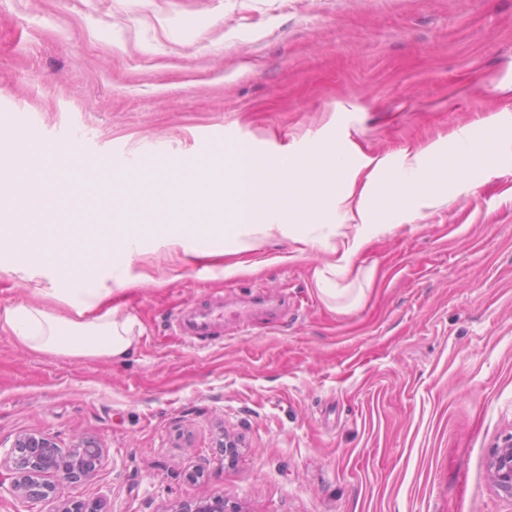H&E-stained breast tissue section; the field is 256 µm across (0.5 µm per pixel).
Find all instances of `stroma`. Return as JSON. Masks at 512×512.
<instances>
[{
	"instance_id": "35a3bbf8",
	"label": "stroma",
	"mask_w": 512,
	"mask_h": 512,
	"mask_svg": "<svg viewBox=\"0 0 512 512\" xmlns=\"http://www.w3.org/2000/svg\"><path fill=\"white\" fill-rule=\"evenodd\" d=\"M120 171L244 139L313 163L328 145L387 194L493 128L500 154L402 207L354 259L366 296L331 309L326 249L281 235L256 276L149 248L113 304L125 359L0 334V442L93 437L107 460L62 497L106 512H512L491 449L512 434V0H0V118ZM262 294L274 318L178 335L186 306ZM237 448L226 455L220 438Z\"/></svg>"
}]
</instances>
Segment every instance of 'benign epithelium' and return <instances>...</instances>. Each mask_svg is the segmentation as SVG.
Segmentation results:
<instances>
[{
	"label": "benign epithelium",
	"mask_w": 512,
	"mask_h": 512,
	"mask_svg": "<svg viewBox=\"0 0 512 512\" xmlns=\"http://www.w3.org/2000/svg\"><path fill=\"white\" fill-rule=\"evenodd\" d=\"M105 462V452L90 437L74 439L68 448L60 447L46 433L18 436L11 447L0 450V468L13 471V494L34 502L57 500L56 485L46 479L51 474L60 481L77 484L93 475ZM490 479L496 490L512 499V435L494 447L488 459ZM50 512H103L98 504L72 500ZM189 512H231L222 497H215Z\"/></svg>",
	"instance_id": "1"
}]
</instances>
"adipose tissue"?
<instances>
[{
  "instance_id": "1",
  "label": "adipose tissue",
  "mask_w": 512,
  "mask_h": 512,
  "mask_svg": "<svg viewBox=\"0 0 512 512\" xmlns=\"http://www.w3.org/2000/svg\"><path fill=\"white\" fill-rule=\"evenodd\" d=\"M0 138L17 145L11 159L0 161V253L9 256L10 271L38 283L40 298L0 309V333L31 350L67 357L119 359L134 350L142 326L113 307L112 294L134 287L120 269L149 241L181 248L186 265L233 255L237 261L224 274H250L258 264L248 253L272 234L323 247L304 228L340 209L356 232L343 240L336 262L315 270L314 284L334 308L352 307L374 279L370 269L354 277L352 267L371 240L368 226L440 185L447 172L414 155L392 195L375 206L370 187H358L345 174V160L328 150L323 165L308 167L230 140L116 173L108 163L82 161L68 147L42 146L24 131L4 127ZM50 211L56 223H43ZM53 302L65 303L68 315L52 313Z\"/></svg>"
}]
</instances>
